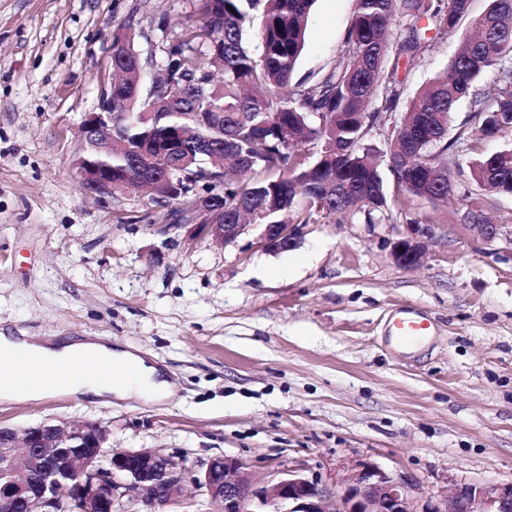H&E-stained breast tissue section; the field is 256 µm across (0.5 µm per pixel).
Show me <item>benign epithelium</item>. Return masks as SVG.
Segmentation results:
<instances>
[{"mask_svg":"<svg viewBox=\"0 0 512 512\" xmlns=\"http://www.w3.org/2000/svg\"><path fill=\"white\" fill-rule=\"evenodd\" d=\"M118 113L112 111V80L103 82L96 109L82 117L72 171L82 189L94 196L117 190L137 192L130 180L143 161L163 167L154 176L161 198L193 196L195 217L176 214L175 224L191 236L206 233L233 244L256 227L257 243L277 252L298 247L306 224H226L224 198L210 191L224 187V168L205 165V157L224 149V113L188 112L166 138L126 144L132 162L114 171L99 156L110 151ZM486 243L501 233L499 224H471ZM427 224H409L392 242L391 259L402 269L420 266L426 256ZM101 423L46 421L23 430L0 427V506L9 512H160L185 502L191 483L216 506V512H512V482L455 485L444 507L418 511L408 486L371 463H359L326 482L296 471L259 483L244 472L238 458H211L194 476L173 456L159 450H112ZM43 472L32 484L28 475Z\"/></svg>","mask_w":512,"mask_h":512,"instance_id":"1","label":"benign epithelium"}]
</instances>
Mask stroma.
I'll list each match as a JSON object with an SVG mask.
<instances>
[{
    "instance_id": "stroma-1",
    "label": "stroma",
    "mask_w": 512,
    "mask_h": 512,
    "mask_svg": "<svg viewBox=\"0 0 512 512\" xmlns=\"http://www.w3.org/2000/svg\"><path fill=\"white\" fill-rule=\"evenodd\" d=\"M357 0H316L296 79L336 58ZM187 0H0V332L85 336L151 355L176 383L158 401L69 394L0 399V426L103 423L114 449H160L187 471L217 455L257 482L327 479L368 460L415 507L461 483L512 480V195L484 243L460 201L412 203L427 258L396 267L404 220L313 224L270 252L250 230L227 245L168 228L171 204L91 196L71 161L83 113L111 75V32L134 19L177 34ZM470 20L438 42L407 96L442 74ZM425 311L433 335L401 356L382 342L392 309Z\"/></svg>"
}]
</instances>
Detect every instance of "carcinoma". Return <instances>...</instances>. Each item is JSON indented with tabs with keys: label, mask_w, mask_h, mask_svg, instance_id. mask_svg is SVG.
Here are the masks:
<instances>
[{
	"label": "carcinoma",
	"mask_w": 512,
	"mask_h": 512,
	"mask_svg": "<svg viewBox=\"0 0 512 512\" xmlns=\"http://www.w3.org/2000/svg\"><path fill=\"white\" fill-rule=\"evenodd\" d=\"M315 0H189L181 31L138 45L129 20L112 30V111L128 112L116 136L144 131L140 112H162L178 124L184 112L224 113V223L322 224L344 215L364 224L391 220V207L432 205L458 197L471 220L485 219L486 198L512 195V152L477 160L466 182L450 163L458 138H448L459 102L474 122L471 145L512 134V0H492L474 20L444 75L404 102L407 77L434 37L453 33L471 14V0H357L335 63L309 87L288 90L304 49ZM261 15L260 44L246 27ZM493 75L496 93L474 83ZM396 117L377 153L369 135L380 115ZM310 142L315 160L295 148ZM384 159L394 181L379 170Z\"/></svg>",
	"instance_id": "1"
}]
</instances>
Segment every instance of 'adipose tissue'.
I'll use <instances>...</instances> for the list:
<instances>
[{
	"label": "adipose tissue",
	"instance_id": "obj_1",
	"mask_svg": "<svg viewBox=\"0 0 512 512\" xmlns=\"http://www.w3.org/2000/svg\"><path fill=\"white\" fill-rule=\"evenodd\" d=\"M23 350L36 358L47 371H55L59 365L69 364L82 370L87 356H94L92 376L72 381L69 393L92 401L109 402L111 398H137L158 400L170 397L172 385L163 373L144 356L127 350L101 343L88 338L73 340L70 338L54 342L35 336H12L0 333V399L13 401L25 399L36 401L43 399L44 390L18 392L3 380L2 375L12 368V357L16 351ZM110 368L117 379L112 383L98 380L97 370Z\"/></svg>",
	"mask_w": 512,
	"mask_h": 512
}]
</instances>
